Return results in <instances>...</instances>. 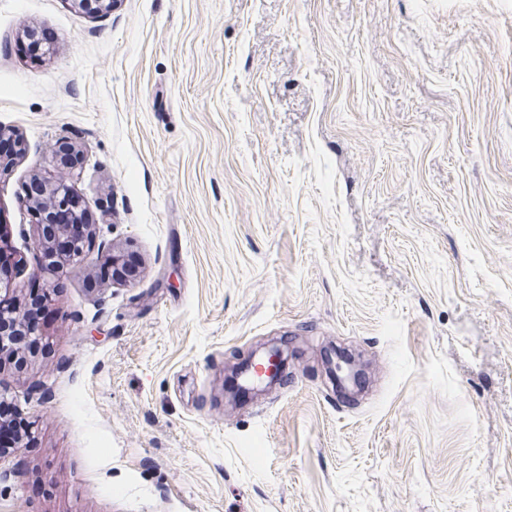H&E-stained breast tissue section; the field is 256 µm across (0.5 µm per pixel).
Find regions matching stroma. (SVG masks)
Instances as JSON below:
<instances>
[{
	"label": "stroma",
	"mask_w": 512,
	"mask_h": 512,
	"mask_svg": "<svg viewBox=\"0 0 512 512\" xmlns=\"http://www.w3.org/2000/svg\"><path fill=\"white\" fill-rule=\"evenodd\" d=\"M0 126L14 294L55 314L0 365L34 434L0 512H512V0H0ZM62 141L94 237L44 274ZM111 243L139 278L98 280ZM282 336L287 380L227 403ZM70 178V172L60 169L35 179V183L39 187L37 196L51 199L48 205L39 204L38 201L41 198L34 200L30 194L28 195L29 206L38 224L54 225L52 215L54 210L73 202L74 198L69 185Z\"/></svg>",
	"instance_id": "35a3bbf8"
}]
</instances>
